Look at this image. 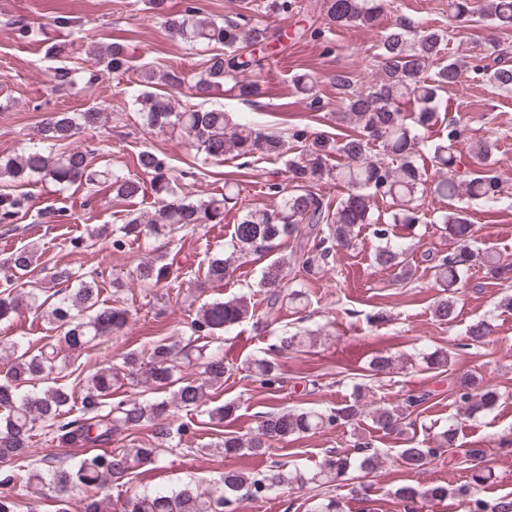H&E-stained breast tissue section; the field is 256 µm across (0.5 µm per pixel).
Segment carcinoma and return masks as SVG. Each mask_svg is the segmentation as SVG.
Instances as JSON below:
<instances>
[{
    "label": "carcinoma",
    "instance_id": "obj_1",
    "mask_svg": "<svg viewBox=\"0 0 512 512\" xmlns=\"http://www.w3.org/2000/svg\"><path fill=\"white\" fill-rule=\"evenodd\" d=\"M158 13L165 14L164 26L168 35L190 45L213 47L217 52L205 61V69L197 74L180 70L158 73L147 67L140 71L139 83L145 87L134 98L136 112L142 125L151 134H177L185 139L189 149L203 160L234 158H279L284 154L285 140L300 147L299 155L288 159V187L278 182L267 184L268 194L278 199L276 208L250 209L243 207L244 215L234 225L231 235L232 252L229 256L217 254L208 261L203 279L197 281L199 291L206 284L221 282L235 270V263H246L252 257L270 254L285 238L295 242L294 262L306 274L324 271L333 251L353 246L355 227L372 226L373 236L383 243L377 251V264L396 270L402 282L412 278V266L406 261L405 251L393 244V228L401 224L412 229L419 221L418 201L427 190L422 169L415 161L420 147L417 134L428 130L439 120L440 92L459 82L462 63L447 58L444 51L450 36L444 29L422 28L409 31L400 25L384 34L375 59L378 77L365 88L355 87L352 78L340 72L333 77L336 89L342 94L341 120L351 124L353 131L334 139L312 133L296 125L288 129V136L271 132L262 134L247 123L230 121L224 107H181L175 101L149 91L156 84L180 91L188 89L191 97L205 99L210 92L226 81L235 82L240 97L257 94L255 81L238 80V74L251 66L263 69V58L255 50L270 43L268 27L262 20L242 24L233 18L217 21L205 15L197 0H184L181 10L165 13L164 0H151ZM386 0H323L324 20L329 26H375L385 10ZM269 14L292 16L303 10L302 0H266ZM448 10L457 21L468 22L475 11L471 0H448ZM481 18L498 29L512 28V0H487ZM90 55L104 67V71L122 75L127 71V60L117 43H90L85 45ZM495 66H484L486 81L503 92H512V67L493 59ZM294 86L306 100L307 108L319 112L325 108L316 91V80L303 73L295 77ZM104 113L92 107L84 112L48 114L38 131V143L26 147L15 156L0 158V180L27 183L41 176L59 189L73 185L108 183L117 195L133 197L142 189L139 181L121 175L109 168H95L90 156L92 149L75 147L62 151V142L81 136L102 122ZM463 130L457 123H449L440 142L433 144L430 160L445 177L434 184L433 192L448 200L465 198L483 204H493L501 195L499 178L490 165L479 170L460 169L457 164L458 146ZM381 153L371 155L372 146ZM344 163H330L333 155ZM140 169L152 175L158 207L143 223L137 217L122 224L112 225V247L120 250L129 242L143 238L168 237L178 230L199 224H221L224 209L238 204L239 193L235 183L224 181V194L212 195L197 202H188L174 193L163 160L149 150L137 156ZM333 180L347 188L336 209L324 201L315 187ZM390 201V216L381 221L372 219V205L376 198ZM25 198L0 193V220H7L24 208ZM441 232L448 235L452 247L442 255L429 254L425 260L432 263L437 287L449 291L471 268H479L485 278L506 281L512 278V264L500 256L472 247L473 225L465 208L455 207L439 217ZM163 256L136 266V279L155 287L172 277V265L162 262ZM288 259L277 257L264 267L258 283L267 311L273 312L285 303L308 305L306 292L292 287L288 277ZM43 276L31 281L25 297L15 293L14 284L21 277ZM98 274L69 267H47L41 254L20 248L0 263V322L10 321L23 308L33 309L49 325L51 336L41 338L37 346L24 345L18 339L0 340V361L5 371L0 374V463L23 460L36 431L46 427L60 444L88 448L102 447L104 451L86 453L72 466L49 465L32 473L35 483L55 493L56 512H70L69 492L83 488L87 494L83 512H109L107 498L97 497V490L105 483L126 486L136 470L157 466L163 455L181 445L182 436L189 432V424L169 419L168 410L176 404L186 411L204 413L209 420L221 424L231 417L236 408L232 403L208 407V390L224 385V355L217 350L208 355L198 352L203 371L192 378L182 375L185 362L191 361L192 349L178 348L164 340L152 344L148 354L129 352L118 364H108L84 378L83 396L75 398L69 384L73 375L60 356L64 350L92 349L102 341L119 336L130 319V310L115 299L106 304L99 300ZM251 299L242 295L231 299H207L195 313L188 315V329L196 338L216 342L231 327L255 317ZM433 315L445 324L457 316L456 300L442 296L435 301ZM491 332L490 324L478 321L470 325L467 339L470 344H484ZM393 359L383 354L375 356L370 364L371 376L377 378L390 372ZM244 370L261 384L272 387L282 383L279 367L273 360L257 358L247 362ZM124 382L133 387L144 386L158 394L170 389L171 399L155 397L146 400L128 399L112 402V389ZM458 414L471 418L493 409L499 393L486 385L483 378L463 374L454 382ZM425 396L410 394L402 404L379 406L371 411L376 426L387 434L406 433L411 409L420 406ZM363 413L361 404L354 402L326 411L286 410L271 411L262 416L257 429L245 436L233 432L224 434L217 447L224 456L265 455L273 445L291 437L346 425ZM148 424L152 440L145 447L112 448L113 437L125 431ZM363 449L357 456L330 450L312 473L296 471L292 474L279 469L244 472L230 469L222 479L208 487H184L169 493L136 492L125 498L122 512H240L244 500H259L283 484L317 486L345 480L357 472L366 478L380 470L384 458L366 452L367 442H358ZM459 447L458 426L451 422L448 428L425 440L405 439V448L399 459L409 469H421L432 460ZM482 451L477 448L464 452L465 461L472 463V480L476 484L488 481L476 461ZM13 480L9 472L0 473V512H18L17 502L9 493ZM467 500L468 512H512V500L487 501L470 495L467 488L457 489ZM403 502L417 499L431 501L448 497V488L434 485L419 489L403 485L395 490Z\"/></svg>",
    "mask_w": 512,
    "mask_h": 512
}]
</instances>
